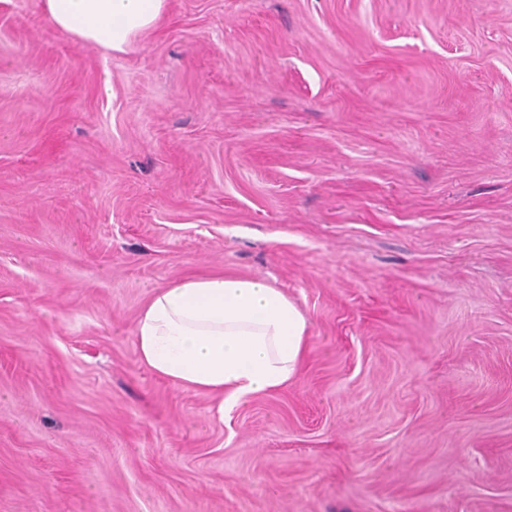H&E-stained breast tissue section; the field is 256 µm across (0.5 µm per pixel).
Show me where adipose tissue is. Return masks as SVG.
<instances>
[{
	"label": "adipose tissue",
	"instance_id": "obj_1",
	"mask_svg": "<svg viewBox=\"0 0 512 512\" xmlns=\"http://www.w3.org/2000/svg\"><path fill=\"white\" fill-rule=\"evenodd\" d=\"M168 0H43L47 21L84 45L124 53L154 30ZM309 322L261 278L216 272L155 289L133 336L141 362L171 384L233 411L285 388L306 358Z\"/></svg>",
	"mask_w": 512,
	"mask_h": 512
}]
</instances>
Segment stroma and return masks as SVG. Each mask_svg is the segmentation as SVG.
<instances>
[{
	"label": "stroma",
	"instance_id": "obj_1",
	"mask_svg": "<svg viewBox=\"0 0 512 512\" xmlns=\"http://www.w3.org/2000/svg\"><path fill=\"white\" fill-rule=\"evenodd\" d=\"M223 271L310 323L227 413L133 337ZM0 512H512V0H0ZM47 21L84 45L125 53L154 30L168 0H42Z\"/></svg>",
	"mask_w": 512,
	"mask_h": 512
}]
</instances>
